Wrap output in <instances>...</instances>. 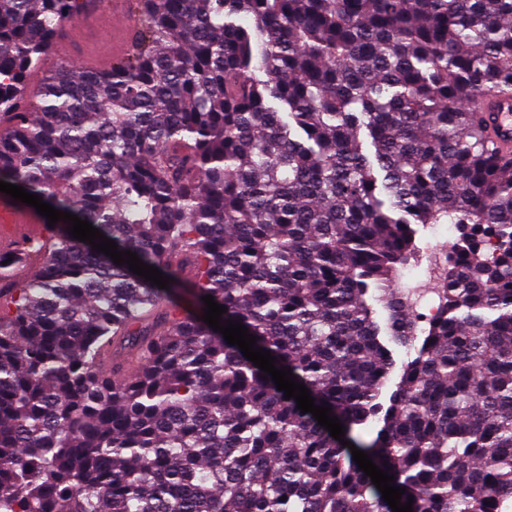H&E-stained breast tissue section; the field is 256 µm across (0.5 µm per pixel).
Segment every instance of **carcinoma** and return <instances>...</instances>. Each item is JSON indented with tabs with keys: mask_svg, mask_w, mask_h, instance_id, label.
Returning <instances> with one entry per match:
<instances>
[{
	"mask_svg": "<svg viewBox=\"0 0 512 512\" xmlns=\"http://www.w3.org/2000/svg\"><path fill=\"white\" fill-rule=\"evenodd\" d=\"M80 4L0 0V181L173 283L62 221L26 279L0 258V512H392L206 295L413 512H503L512 161L476 112L512 97V0H140L128 57L61 63L32 104ZM431 224L459 236L422 329L396 282ZM63 31L54 39L49 50L43 56V59L39 65V68L33 72H31L26 80L24 92L28 98L33 100L34 102L38 99V92L43 82V78L47 73L52 71L59 63L61 62H70L78 67L76 60L86 61L90 64L97 65L95 63H91L84 59L81 56H77L76 60H66L59 56V53L56 51L57 43L62 38Z\"/></svg>",
	"mask_w": 512,
	"mask_h": 512,
	"instance_id": "cac0c4a2",
	"label": "carcinoma"
}]
</instances>
